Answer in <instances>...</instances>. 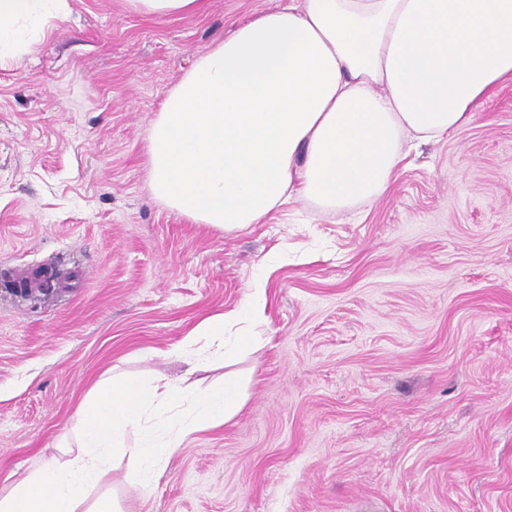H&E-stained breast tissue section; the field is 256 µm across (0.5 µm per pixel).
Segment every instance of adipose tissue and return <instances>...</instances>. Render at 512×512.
Masks as SVG:
<instances>
[{"mask_svg": "<svg viewBox=\"0 0 512 512\" xmlns=\"http://www.w3.org/2000/svg\"><path fill=\"white\" fill-rule=\"evenodd\" d=\"M70 0H0V64L28 54ZM512 79V0H284L200 56L149 132V187L220 229L305 199L344 211L381 196L408 141L469 123ZM238 382L118 375L75 414L76 449L0 493V512H121L114 461L152 489L185 440L244 405Z\"/></svg>", "mask_w": 512, "mask_h": 512, "instance_id": "adipose-tissue-1", "label": "adipose tissue"}]
</instances>
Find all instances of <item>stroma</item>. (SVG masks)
Instances as JSON below:
<instances>
[{
	"label": "stroma",
	"instance_id": "stroma-1",
	"mask_svg": "<svg viewBox=\"0 0 512 512\" xmlns=\"http://www.w3.org/2000/svg\"><path fill=\"white\" fill-rule=\"evenodd\" d=\"M281 4L153 18L70 0L0 65V489L65 459L106 376L182 373L170 350L205 346L190 332L258 286L262 342L191 378L237 377L244 406L152 490L115 463L122 512H512V81L348 212L299 199L224 231L150 193L168 93ZM54 261L50 298L6 282Z\"/></svg>",
	"mask_w": 512,
	"mask_h": 512
}]
</instances>
